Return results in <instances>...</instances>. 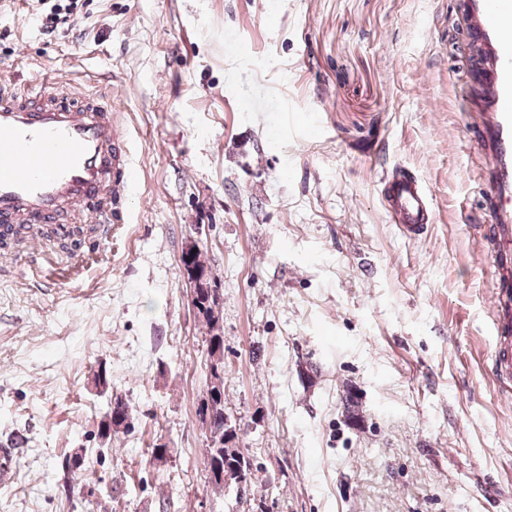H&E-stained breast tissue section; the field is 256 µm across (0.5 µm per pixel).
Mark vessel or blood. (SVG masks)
<instances>
[{"label":"vessel or blood","instance_id":"obj_1","mask_svg":"<svg viewBox=\"0 0 512 512\" xmlns=\"http://www.w3.org/2000/svg\"><path fill=\"white\" fill-rule=\"evenodd\" d=\"M469 38L482 52L476 89L456 93L473 113L478 148L488 159L484 183L488 222L480 242L494 256L492 350L487 370L512 392V0H461ZM68 90L48 96L30 88L0 95V223L28 216L56 221L63 206L109 211L137 184L132 142L108 105L70 104ZM383 202L404 233L435 220L422 180L400 174L383 182Z\"/></svg>","mask_w":512,"mask_h":512}]
</instances>
